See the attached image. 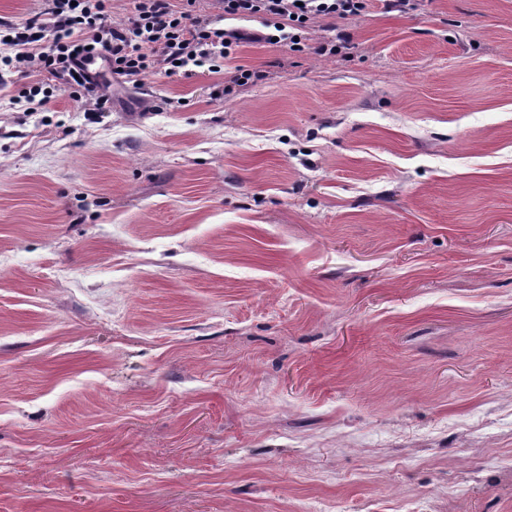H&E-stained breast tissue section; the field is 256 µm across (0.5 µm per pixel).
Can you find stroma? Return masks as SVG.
I'll list each match as a JSON object with an SVG mask.
<instances>
[{
    "instance_id": "35a3bbf8",
    "label": "stroma",
    "mask_w": 512,
    "mask_h": 512,
    "mask_svg": "<svg viewBox=\"0 0 512 512\" xmlns=\"http://www.w3.org/2000/svg\"><path fill=\"white\" fill-rule=\"evenodd\" d=\"M328 26L96 119L11 74L0 512H512V0ZM44 83L42 80H33L23 89L20 90L19 98L23 99L27 105L29 112H41L49 98L52 96L54 89Z\"/></svg>"
}]
</instances>
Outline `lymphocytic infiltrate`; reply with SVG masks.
<instances>
[{
  "label": "lymphocytic infiltrate",
  "mask_w": 512,
  "mask_h": 512,
  "mask_svg": "<svg viewBox=\"0 0 512 512\" xmlns=\"http://www.w3.org/2000/svg\"><path fill=\"white\" fill-rule=\"evenodd\" d=\"M230 17L260 18L262 28L246 33L195 15L196 0H132L121 23L112 20L111 0H46L44 13L24 22L0 19V84L6 74L31 67L48 73L54 86L31 81L20 91L29 111L40 112L54 90L87 97L94 112L109 108L98 77L83 61L101 55L111 75L141 82L151 74L192 77L220 72L246 42L277 43L294 53L306 48V30L319 18L346 20L363 15L370 0H221Z\"/></svg>",
  "instance_id": "f902f5d3"
}]
</instances>
